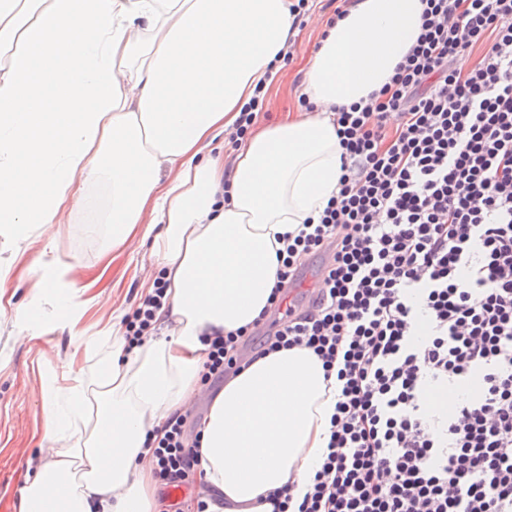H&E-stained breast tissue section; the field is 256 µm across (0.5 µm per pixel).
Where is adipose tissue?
Instances as JSON below:
<instances>
[{"label":"adipose tissue","instance_id":"adipose-tissue-1","mask_svg":"<svg viewBox=\"0 0 512 512\" xmlns=\"http://www.w3.org/2000/svg\"><path fill=\"white\" fill-rule=\"evenodd\" d=\"M303 71L305 112L256 127L232 164L213 157L297 32L288 0H0V236L52 246L77 193L112 180V244L148 242L168 283L156 335L73 334L102 351L42 394L48 447L15 512H155L145 442L194 408L201 339L250 325L276 283L278 235L337 190L336 108L373 102L415 43L421 0H345ZM335 379L303 348L225 382L201 427V481L222 512H274L321 462Z\"/></svg>","mask_w":512,"mask_h":512}]
</instances>
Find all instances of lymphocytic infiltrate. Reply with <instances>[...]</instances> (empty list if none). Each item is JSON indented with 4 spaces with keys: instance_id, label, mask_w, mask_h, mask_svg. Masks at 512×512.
Returning a JSON list of instances; mask_svg holds the SVG:
<instances>
[{
    "instance_id": "obj_1",
    "label": "lymphocytic infiltrate",
    "mask_w": 512,
    "mask_h": 512,
    "mask_svg": "<svg viewBox=\"0 0 512 512\" xmlns=\"http://www.w3.org/2000/svg\"><path fill=\"white\" fill-rule=\"evenodd\" d=\"M424 3L374 108L336 112V194L276 252L285 315L257 350L307 349L337 390L320 467L279 512H512V0ZM315 255L319 296L285 308ZM166 287L125 319L129 344L154 332ZM252 334L206 338L203 385L244 369ZM445 386L461 395L439 415ZM198 446L171 414L148 443L163 488L197 471Z\"/></svg>"
}]
</instances>
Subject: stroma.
<instances>
[{
  "instance_id": "1",
  "label": "stroma",
  "mask_w": 512,
  "mask_h": 512,
  "mask_svg": "<svg viewBox=\"0 0 512 512\" xmlns=\"http://www.w3.org/2000/svg\"><path fill=\"white\" fill-rule=\"evenodd\" d=\"M335 9L333 0H313L296 36V54L290 64L280 67L270 85L259 123L273 125L298 110L300 70ZM79 196L55 249L47 252L42 243H33L18 259L0 296L5 304L0 314V512H13L27 459L48 445L40 412L42 390L62 384L68 370L86 364L84 354H56V343L65 341L73 326L95 333L111 322L113 313L133 312L144 299L135 279L140 254L112 245V227L107 223L110 180L87 186ZM48 263L80 266L91 304L67 313L56 304V289L32 294L30 281ZM16 334L25 335V343L13 342Z\"/></svg>"
}]
</instances>
